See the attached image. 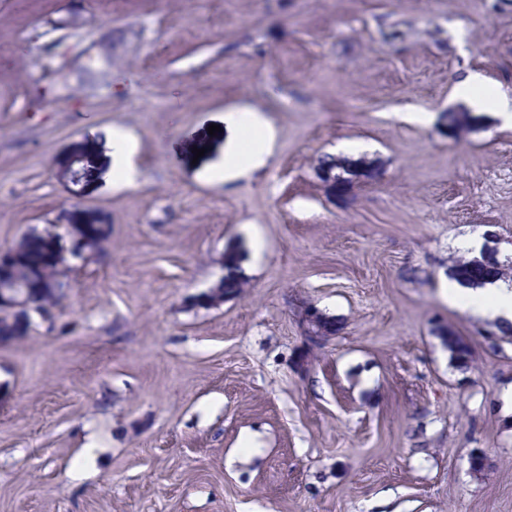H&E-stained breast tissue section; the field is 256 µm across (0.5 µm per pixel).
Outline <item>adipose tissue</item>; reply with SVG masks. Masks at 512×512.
Listing matches in <instances>:
<instances>
[{"label":"adipose tissue","mask_w":512,"mask_h":512,"mask_svg":"<svg viewBox=\"0 0 512 512\" xmlns=\"http://www.w3.org/2000/svg\"><path fill=\"white\" fill-rule=\"evenodd\" d=\"M230 122L238 135L224 150L221 162L208 167L204 178L212 184H225L245 177L266 165L273 147V133L266 120L255 112H236ZM112 155L115 186H134L140 176L135 161L137 145L123 130L114 129L108 137ZM442 296L451 306L460 308L468 315L512 324V281L495 280L466 287L456 280H448Z\"/></svg>","instance_id":"obj_1"}]
</instances>
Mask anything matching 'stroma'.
<instances>
[{
  "instance_id": "obj_1",
  "label": "stroma",
  "mask_w": 512,
  "mask_h": 512,
  "mask_svg": "<svg viewBox=\"0 0 512 512\" xmlns=\"http://www.w3.org/2000/svg\"><path fill=\"white\" fill-rule=\"evenodd\" d=\"M474 73L512 94V0H0V248L112 228L0 342V512H512V336L440 291L469 234L512 258V128L458 94ZM245 111L269 163L203 182ZM230 246L244 292L199 306ZM304 301L343 329L300 372ZM108 146L111 149L112 169L115 177L113 186L121 188L131 187L140 177L138 164L135 161L137 145L135 141L123 130L113 129L108 137ZM69 237H80L85 239L90 254H95L102 250L101 245L109 239L111 228L107 224H97L92 222H82L69 224L66 230ZM440 337L448 349L450 361L459 367H468L472 361V350L466 338L457 335L451 329H448V334H441ZM444 339H446V342H444Z\"/></svg>"
}]
</instances>
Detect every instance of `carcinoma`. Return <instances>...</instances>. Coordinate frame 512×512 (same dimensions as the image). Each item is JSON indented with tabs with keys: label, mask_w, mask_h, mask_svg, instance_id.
<instances>
[{
	"label": "carcinoma",
	"mask_w": 512,
	"mask_h": 512,
	"mask_svg": "<svg viewBox=\"0 0 512 512\" xmlns=\"http://www.w3.org/2000/svg\"><path fill=\"white\" fill-rule=\"evenodd\" d=\"M111 228L107 224L92 222L74 223L69 225L67 236L85 239L89 252L92 254L102 250V244L107 242ZM63 236L59 233L45 231L34 232L23 236L10 248L15 262L11 276L2 281L0 289L13 288L17 291L28 290L35 299L41 302V310L48 313L50 307L58 300L55 288L61 286L58 281V264L61 261ZM241 262V254L235 249L224 251V277L215 284L220 292V299L235 297L242 293L246 281L237 271ZM452 275L467 286L481 284L488 279L503 277L512 279V265L496 263L486 273L475 272L471 268L470 259L458 261ZM28 324L11 321L9 314L0 315V337L3 339H21L27 335ZM448 349L450 361L459 367L469 366L472 361V350L466 338L448 331L441 336Z\"/></svg>",
	"instance_id": "1"
}]
</instances>
